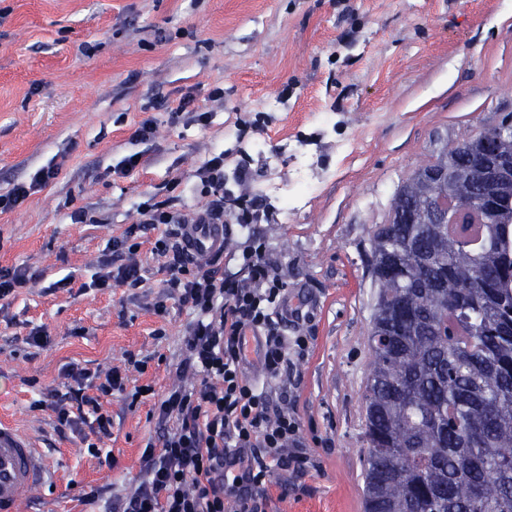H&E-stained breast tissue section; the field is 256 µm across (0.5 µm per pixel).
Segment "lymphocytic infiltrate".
Returning <instances> with one entry per match:
<instances>
[{"label": "lymphocytic infiltrate", "instance_id": "obj_1", "mask_svg": "<svg viewBox=\"0 0 512 512\" xmlns=\"http://www.w3.org/2000/svg\"><path fill=\"white\" fill-rule=\"evenodd\" d=\"M199 179L198 192L208 202L193 213L148 201L138 205V221L113 239L109 270L93 282L97 288L143 284L138 239L156 233L152 251L165 259L162 286L192 314L183 365L201 378L154 402L151 413L161 434L146 444L142 479L121 512H264L277 477L309 464L298 444L299 422L288 409L283 379L289 354L307 350L306 337L290 339L280 331L288 317V289L263 244L248 252L243 283L219 276L187 254L181 241L184 225L224 221L223 154H213ZM250 338L259 347L262 385L246 376L243 345ZM69 374L75 388L49 404L58 428L76 427L91 413L98 432L109 434L112 419L102 413L99 398L124 393L126 374L112 369L95 396L80 389L86 369L74 367Z\"/></svg>", "mask_w": 512, "mask_h": 512}]
</instances>
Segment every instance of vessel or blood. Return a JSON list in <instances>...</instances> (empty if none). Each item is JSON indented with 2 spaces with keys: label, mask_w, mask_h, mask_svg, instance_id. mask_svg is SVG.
<instances>
[{
  "label": "vessel or blood",
  "mask_w": 512,
  "mask_h": 512,
  "mask_svg": "<svg viewBox=\"0 0 512 512\" xmlns=\"http://www.w3.org/2000/svg\"><path fill=\"white\" fill-rule=\"evenodd\" d=\"M229 231L224 224H188L182 241L190 256L223 255ZM50 470L36 442L14 424L0 420V512H21L27 494L50 485Z\"/></svg>",
  "instance_id": "vessel-or-blood-1"
}]
</instances>
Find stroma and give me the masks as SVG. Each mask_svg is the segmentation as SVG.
<instances>
[{
	"mask_svg": "<svg viewBox=\"0 0 512 512\" xmlns=\"http://www.w3.org/2000/svg\"><path fill=\"white\" fill-rule=\"evenodd\" d=\"M186 98L207 125L174 118ZM509 113L512 0H0V194L57 170L0 213V267L39 275L0 302V420L33 436L54 472L22 512H112L140 480L156 396L194 382L182 367L191 315L159 279L89 282L140 202L201 205L198 171L216 151L225 209L248 199L257 218L232 225L215 267L245 278L244 251L264 243L288 288L282 331L308 339L288 363V405L313 465L266 512H364L371 233L417 167ZM146 120L155 137L135 140ZM134 153L141 163L115 174ZM299 154L313 190L288 211L272 185ZM38 326L46 339L27 344ZM129 353L145 366L128 387L153 391L112 396L98 455L35 408L67 391L64 365L105 371ZM92 486L99 497L82 501Z\"/></svg>",
	"mask_w": 512,
	"mask_h": 512,
	"instance_id": "obj_1",
	"label": "stroma"
}]
</instances>
